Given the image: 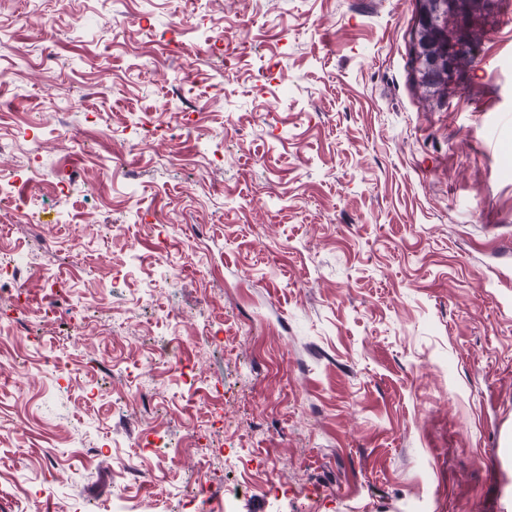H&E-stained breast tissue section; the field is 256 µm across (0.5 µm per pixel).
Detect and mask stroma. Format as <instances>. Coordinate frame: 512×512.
Wrapping results in <instances>:
<instances>
[{"instance_id":"1","label":"stroma","mask_w":512,"mask_h":512,"mask_svg":"<svg viewBox=\"0 0 512 512\" xmlns=\"http://www.w3.org/2000/svg\"><path fill=\"white\" fill-rule=\"evenodd\" d=\"M418 8L0 0V512H512V0L441 97Z\"/></svg>"}]
</instances>
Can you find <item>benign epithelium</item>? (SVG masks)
<instances>
[{
    "label": "benign epithelium",
    "instance_id": "7a95c632",
    "mask_svg": "<svg viewBox=\"0 0 512 512\" xmlns=\"http://www.w3.org/2000/svg\"><path fill=\"white\" fill-rule=\"evenodd\" d=\"M419 8L416 43V68L423 86L430 85L431 73L441 64L448 67V83L457 76L455 60L472 48L471 31L480 11L477 0H422Z\"/></svg>",
    "mask_w": 512,
    "mask_h": 512
}]
</instances>
